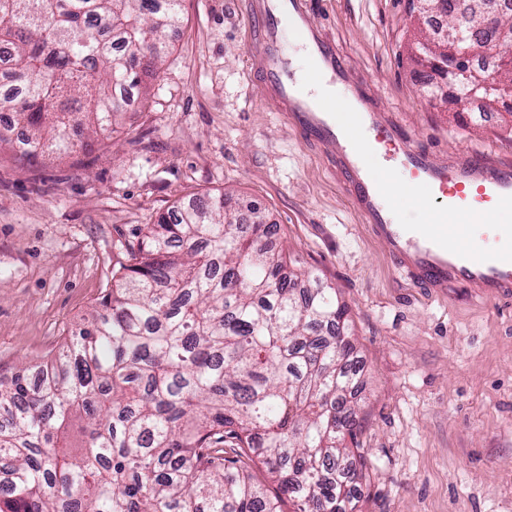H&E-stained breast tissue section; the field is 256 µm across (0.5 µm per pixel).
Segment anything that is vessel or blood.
I'll use <instances>...</instances> for the list:
<instances>
[{"mask_svg": "<svg viewBox=\"0 0 512 512\" xmlns=\"http://www.w3.org/2000/svg\"><path fill=\"white\" fill-rule=\"evenodd\" d=\"M254 42L248 52L264 91L279 112L332 159L354 208L388 248L395 267L414 285L436 293L474 287L490 300L512 298V221L477 232L489 211L512 218V162L482 155L446 157L415 147L389 112L364 106L339 112L297 88L288 38L306 47L307 82L347 83L348 69L327 34L312 20L308 0H252ZM394 152L365 155L359 134ZM397 168L434 200L439 212H469L468 224H403L384 201L372 165Z\"/></svg>", "mask_w": 512, "mask_h": 512, "instance_id": "1", "label": "vessel or blood"}]
</instances>
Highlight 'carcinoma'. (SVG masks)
<instances>
[{
  "label": "carcinoma",
  "instance_id": "1",
  "mask_svg": "<svg viewBox=\"0 0 512 512\" xmlns=\"http://www.w3.org/2000/svg\"><path fill=\"white\" fill-rule=\"evenodd\" d=\"M180 0H0L18 84L0 110L28 129L22 155H64L76 132H114L120 90L154 73ZM492 44L463 28L423 71ZM276 232L230 193L191 198L121 245L126 261L58 357L0 380V512H357L367 468L347 306L290 268ZM232 452L234 457L227 456Z\"/></svg>",
  "mask_w": 512,
  "mask_h": 512
}]
</instances>
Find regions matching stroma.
Listing matches in <instances>:
<instances>
[{
    "instance_id": "obj_1",
    "label": "stroma",
    "mask_w": 512,
    "mask_h": 512,
    "mask_svg": "<svg viewBox=\"0 0 512 512\" xmlns=\"http://www.w3.org/2000/svg\"><path fill=\"white\" fill-rule=\"evenodd\" d=\"M250 0H180L156 75L111 139L28 160L0 142V379L53 356L112 282L120 247L182 199L259 203L295 267L353 320L369 465L361 512H512V300L410 285L336 168L266 99L247 59ZM350 80L421 148L512 160V112L428 96L409 0H313Z\"/></svg>"
}]
</instances>
